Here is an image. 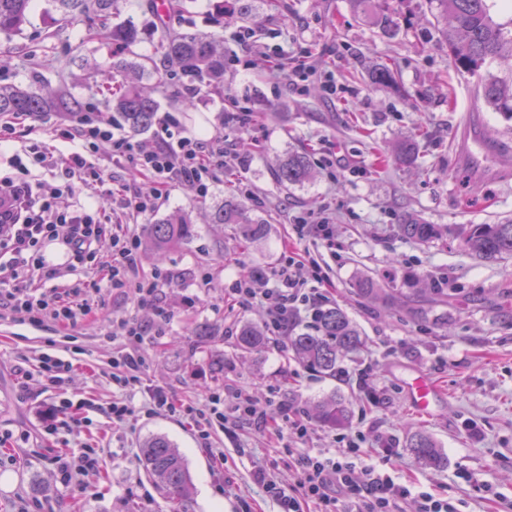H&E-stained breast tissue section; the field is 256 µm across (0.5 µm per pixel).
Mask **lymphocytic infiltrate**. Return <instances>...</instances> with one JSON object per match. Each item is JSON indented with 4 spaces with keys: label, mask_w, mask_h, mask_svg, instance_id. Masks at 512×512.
Segmentation results:
<instances>
[{
    "label": "lymphocytic infiltrate",
    "mask_w": 512,
    "mask_h": 512,
    "mask_svg": "<svg viewBox=\"0 0 512 512\" xmlns=\"http://www.w3.org/2000/svg\"><path fill=\"white\" fill-rule=\"evenodd\" d=\"M162 128L165 135L160 145L143 150L128 138L114 137L111 122L84 114L57 130L59 139L71 143L70 152L44 142L26 146L24 157L13 158L12 172L0 175V194L11 198L10 209L0 211V319L72 328L91 313L93 296L134 289L139 304L153 307L157 320L152 324L127 317L115 321V333L125 345L112 356V381L119 391L107 411L113 423L126 422L139 409L170 415L182 411L205 437L213 427L223 426L231 411L263 430L283 420L288 429L286 446L298 452L294 459L297 482L284 487L270 480L265 470L254 473L280 512H303L306 503L314 504L316 512H406L410 499L416 502V512H455L448 500L425 491L412 493L381 467L367 463L366 449L356 442L332 452L299 453L308 429L289 420L287 405L276 398L262 401L251 390L239 389L229 409L218 393L209 397L205 407H182L165 389L143 386L146 357L140 345L144 337L159 333L170 315L158 299L164 276L139 277L138 239L129 224L153 209L156 197L128 188L112 191V173L96 156L98 144L111 142L113 158L125 160L135 174L161 186L176 181L201 196L207 194L213 173L232 166L224 152L176 126L174 119L165 118ZM78 183L102 188L121 211L122 221L115 224L100 218L80 203L59 209L58 198ZM58 239L68 247V260L62 266L50 264L43 253L46 243ZM310 261V254L286 248L270 274V288L261 293L249 288L245 279H237L238 304L263 305L269 335H286L301 308L314 310L321 303L322 293L307 287L303 276ZM136 387L144 394L139 408L126 396L127 390Z\"/></svg>",
    "instance_id": "1"
}]
</instances>
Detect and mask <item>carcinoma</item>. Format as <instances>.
Instances as JSON below:
<instances>
[{
	"instance_id": "obj_1",
	"label": "carcinoma",
	"mask_w": 512,
	"mask_h": 512,
	"mask_svg": "<svg viewBox=\"0 0 512 512\" xmlns=\"http://www.w3.org/2000/svg\"><path fill=\"white\" fill-rule=\"evenodd\" d=\"M33 0H0V35L11 38L21 33L28 21ZM64 22L78 21L91 15L94 24L87 29L86 40L108 39L123 48H130L140 39V30L131 23L112 24L114 0H53ZM375 0H349L350 7L363 15L370 24L380 28L388 37L400 29L399 14L392 9L379 11L371 8ZM433 16L443 25L437 30L448 43L450 62L459 73L478 76L476 93L493 111L512 120V76L498 77L481 73L488 64L512 58V21L504 24L492 15L491 0H427ZM163 66L150 57L139 61L110 59L93 64L96 86L111 92L110 108L119 112L124 123L134 132L150 128L158 112L154 93L167 81L168 68H175L182 78L185 105L203 87L218 86L224 82V52L215 36L179 34L167 37L161 44ZM394 61L376 63L369 67L372 81L377 86L396 83ZM153 80L146 85L143 78ZM65 109L80 112L78 102H69L61 95L46 96L30 85H0V116L14 114L40 115ZM422 132L397 143L393 156L402 165L412 166L421 158ZM315 172L305 151H291L278 164L276 179L283 186L301 185L312 180ZM212 224H231L236 233L248 242L264 238L267 223L252 218L240 203L226 200L213 208L209 215ZM403 238L418 243H429L442 236V229L418 218H408L398 225ZM149 247L164 259L170 248L189 241L194 228L190 217L182 212L170 214L146 225ZM449 233L476 257L484 260L512 258V220L501 224L460 225ZM360 295L388 301L384 289L372 278L358 282ZM315 333H300L287 338L292 357L321 374L336 376L339 362L364 348L360 333L352 320L338 306H323L314 317ZM237 341L248 350L266 344L263 331L252 324L242 327ZM315 419L327 426L346 427L351 421V410L346 400L333 394L314 407ZM407 448L421 463L440 468L448 462L441 446L430 435L413 434ZM141 453L149 476L165 491L176 507H181L190 496L191 484L187 465L182 455L166 438L148 439Z\"/></svg>"
}]
</instances>
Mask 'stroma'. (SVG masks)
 Here are the masks:
<instances>
[{"label":"stroma","mask_w":512,"mask_h":512,"mask_svg":"<svg viewBox=\"0 0 512 512\" xmlns=\"http://www.w3.org/2000/svg\"><path fill=\"white\" fill-rule=\"evenodd\" d=\"M156 0H116L112 20L136 24L142 40L126 50L107 41H85L80 24H63L51 0H34L22 35L0 37V84L66 87L88 111L105 109L86 79L84 59L118 55L136 61L160 58L162 32L216 34L224 39V85L205 88L184 107L177 79L157 94L159 115L176 119L202 137L225 135L224 115L239 107L253 112L250 130L225 135L224 149L244 164L225 171L206 196L171 184L166 200L131 230L175 211L191 213L195 234L166 260L142 254L145 275L161 272L159 292L170 320L162 336L144 340L143 382L204 405L210 393L251 387L257 396L279 390L291 417L311 427L307 451L333 448L338 436L359 438L372 463L391 470L398 483L447 498L458 512H512V258L482 260L459 240L418 245L401 237L399 223L420 216L430 224H494L512 219V120L492 112L475 93L474 78L455 71L425 0H403L401 29L387 38L355 16L348 0H249L257 28L237 12L236 0H192L181 15L159 13ZM255 52H247L246 43ZM316 68L298 89L277 59ZM386 59L398 66V88L374 85L368 66ZM335 94H328L327 85ZM423 130V158L406 167L379 165L378 152ZM487 148L472 153L474 138ZM308 150L315 178L302 186L279 185L274 168L291 150ZM237 197L252 216L268 221L255 243L236 239L232 227L210 223L211 206ZM311 213L329 222L334 248L305 239L301 249L324 267L330 284L324 301L341 307L358 327L366 348L342 363L348 377L328 379L297 363L285 344L246 352L236 347L239 328L263 323V308L239 307L232 288L252 267L272 271L288 243V226ZM395 289L388 305L358 295L361 278ZM447 288L432 300L428 281ZM154 320L133 292L107 295L96 320L65 331L0 324V512H171L165 494L151 483L139 449L166 436L183 454L194 487L187 512H278L256 484V466L269 468L282 485L295 468L269 436L229 416L223 429L200 440L189 418L136 413L116 425L106 414L112 401L113 316ZM212 325L224 340L223 372H213L209 349L196 346L194 328ZM72 359L66 395L75 419L69 431L40 433L41 416L55 390H42L38 357ZM425 374L439 386L438 407L418 415L406 383ZM348 399L350 425L337 431L315 422L311 406L333 392ZM431 434L447 465H421L406 446L415 431ZM396 453L376 455L383 441ZM95 452L100 464L65 482L55 459Z\"/></svg>","instance_id":"stroma-1"}]
</instances>
